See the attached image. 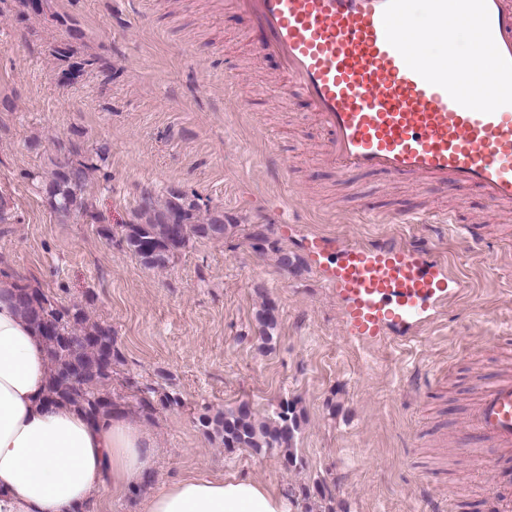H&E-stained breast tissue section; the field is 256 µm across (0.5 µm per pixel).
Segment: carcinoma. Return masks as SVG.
Listing matches in <instances>:
<instances>
[{"instance_id":"obj_1","label":"carcinoma","mask_w":512,"mask_h":512,"mask_svg":"<svg viewBox=\"0 0 512 512\" xmlns=\"http://www.w3.org/2000/svg\"><path fill=\"white\" fill-rule=\"evenodd\" d=\"M87 179V166L69 160L55 163L46 185L50 206L63 214L82 209L81 193ZM198 204L179 191H172L158 206L147 199L137 211L134 222L122 225V242L141 263L152 269L168 266L174 255L197 240H218L233 230L226 224L212 233L206 227L216 224V215L198 216ZM180 223H169L172 215ZM14 299L45 342L48 357V384L45 400L52 404L74 406L93 422L120 407L112 396V364L122 355L112 326L92 321L84 306H59L52 297L21 285ZM259 321L265 338L276 326L275 308L264 303ZM303 412L297 402L285 399L270 417L260 418L247 402L205 413L198 424L210 437L226 448H250L255 452L276 450L287 469L303 467L295 448L301 430Z\"/></svg>"}]
</instances>
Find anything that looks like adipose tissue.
<instances>
[{
    "label": "adipose tissue",
    "instance_id": "obj_1",
    "mask_svg": "<svg viewBox=\"0 0 512 512\" xmlns=\"http://www.w3.org/2000/svg\"><path fill=\"white\" fill-rule=\"evenodd\" d=\"M15 282L0 275V512H85L96 495L142 485L155 441L122 414L90 423L44 400V341L17 306ZM144 512H299L292 496L252 478H183L164 485Z\"/></svg>",
    "mask_w": 512,
    "mask_h": 512
}]
</instances>
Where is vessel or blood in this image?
<instances>
[{
    "instance_id": "vessel-or-blood-1",
    "label": "vessel or blood",
    "mask_w": 512,
    "mask_h": 512,
    "mask_svg": "<svg viewBox=\"0 0 512 512\" xmlns=\"http://www.w3.org/2000/svg\"><path fill=\"white\" fill-rule=\"evenodd\" d=\"M262 38L256 54L279 57L285 92H299L325 131L321 160L337 176L378 173L456 195L481 193L488 208L512 207V105L484 114L455 102L410 69L386 40L387 0H233ZM500 53L512 60V0H487ZM397 232L367 242L308 232L304 259L336 299L347 343L358 348L408 342L468 292L429 236L456 224L448 212H376ZM468 251L486 244L483 225L456 224ZM414 228L404 237L403 228ZM461 449L486 464L496 512H512V493L495 476L512 459V376L482 390L458 434Z\"/></svg>"
}]
</instances>
